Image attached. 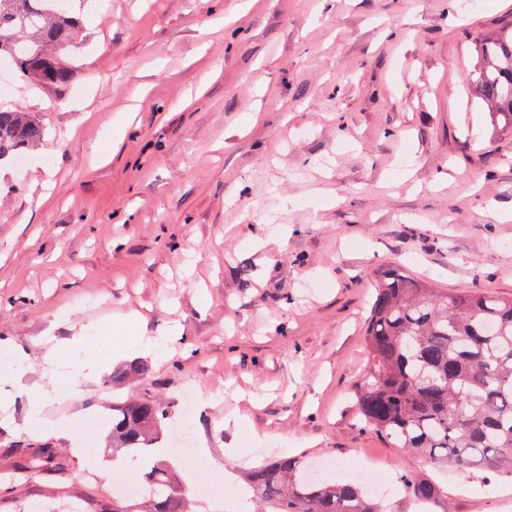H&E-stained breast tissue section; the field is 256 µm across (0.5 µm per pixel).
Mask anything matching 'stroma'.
Segmentation results:
<instances>
[{
  "mask_svg": "<svg viewBox=\"0 0 512 512\" xmlns=\"http://www.w3.org/2000/svg\"><path fill=\"white\" fill-rule=\"evenodd\" d=\"M62 89L11 70L44 136L0 168V512H112V399L193 425L222 492L280 453L431 478L499 512L512 477L435 470L357 418L380 271L512 296V127L474 88L512 0H85ZM85 342L72 344L74 335ZM167 345L150 356L147 341ZM152 374L122 389L133 358ZM27 374L6 378L11 365ZM195 396L192 415L181 399ZM240 416L235 426L228 417ZM79 427H72V420ZM59 467L27 469L38 451Z\"/></svg>",
  "mask_w": 512,
  "mask_h": 512,
  "instance_id": "35a3bbf8",
  "label": "stroma"
}]
</instances>
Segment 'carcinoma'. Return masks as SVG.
<instances>
[{"label":"carcinoma","instance_id":"carcinoma-1","mask_svg":"<svg viewBox=\"0 0 512 512\" xmlns=\"http://www.w3.org/2000/svg\"><path fill=\"white\" fill-rule=\"evenodd\" d=\"M80 26L69 0H0V63L10 60L39 83L66 86L62 60ZM475 84L492 112L512 126V23L481 40ZM44 130L31 113L0 107V162L38 143ZM366 329L370 369L355 388L361 423L430 464L512 473V296L448 293L395 271L376 280ZM143 361L112 382L145 378ZM164 412L153 400L112 402V443L132 459L153 454ZM254 512H382L358 481L338 483L310 473V462L281 456L252 468ZM146 512H184L188 495L156 462L145 472ZM405 496L431 503L443 488L404 476Z\"/></svg>","mask_w":512,"mask_h":512}]
</instances>
